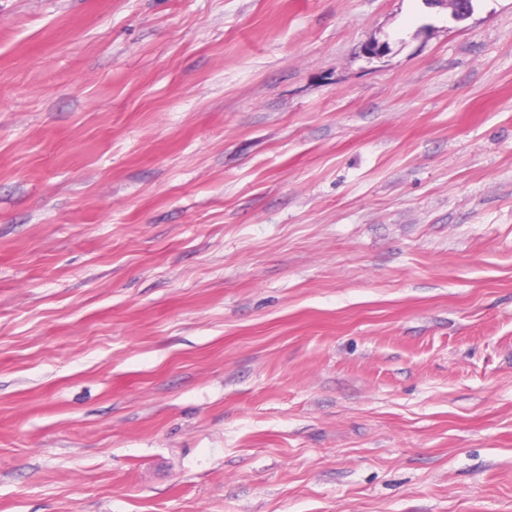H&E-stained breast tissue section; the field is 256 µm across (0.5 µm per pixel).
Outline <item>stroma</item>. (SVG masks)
I'll use <instances>...</instances> for the list:
<instances>
[{
    "mask_svg": "<svg viewBox=\"0 0 512 512\" xmlns=\"http://www.w3.org/2000/svg\"><path fill=\"white\" fill-rule=\"evenodd\" d=\"M0 0V512H512V0Z\"/></svg>",
    "mask_w": 512,
    "mask_h": 512,
    "instance_id": "obj_1",
    "label": "stroma"
}]
</instances>
